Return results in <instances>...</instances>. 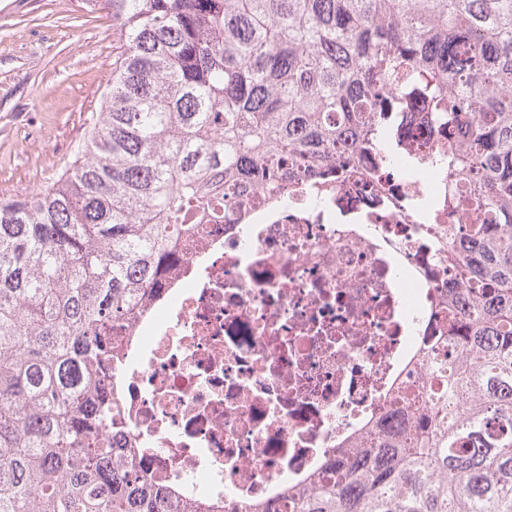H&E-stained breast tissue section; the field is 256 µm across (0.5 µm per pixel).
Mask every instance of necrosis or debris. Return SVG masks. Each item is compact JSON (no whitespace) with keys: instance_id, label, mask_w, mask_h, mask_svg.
Masks as SVG:
<instances>
[{"instance_id":"obj_1","label":"necrosis or debris","mask_w":512,"mask_h":512,"mask_svg":"<svg viewBox=\"0 0 512 512\" xmlns=\"http://www.w3.org/2000/svg\"><path fill=\"white\" fill-rule=\"evenodd\" d=\"M354 156L324 179L257 194L201 229L147 310L114 330L119 423L138 471L204 512H250L310 488L375 427H405L399 395L448 331L458 274L439 259L448 175Z\"/></svg>"}]
</instances>
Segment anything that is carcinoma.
Masks as SVG:
<instances>
[{"instance_id": "carcinoma-1", "label": "carcinoma", "mask_w": 512, "mask_h": 512, "mask_svg": "<svg viewBox=\"0 0 512 512\" xmlns=\"http://www.w3.org/2000/svg\"><path fill=\"white\" fill-rule=\"evenodd\" d=\"M106 5L124 51L80 158L0 196V512H200L104 435L112 329L145 310L191 214L398 152L385 114L419 101L451 185L453 321L423 356L425 404L402 397L411 426L336 453L288 512H512V0Z\"/></svg>"}]
</instances>
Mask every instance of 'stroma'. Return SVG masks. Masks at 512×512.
<instances>
[{
	"mask_svg": "<svg viewBox=\"0 0 512 512\" xmlns=\"http://www.w3.org/2000/svg\"><path fill=\"white\" fill-rule=\"evenodd\" d=\"M121 46L104 0H0V196L31 195L72 165Z\"/></svg>",
	"mask_w": 512,
	"mask_h": 512,
	"instance_id": "stroma-1",
	"label": "stroma"
}]
</instances>
